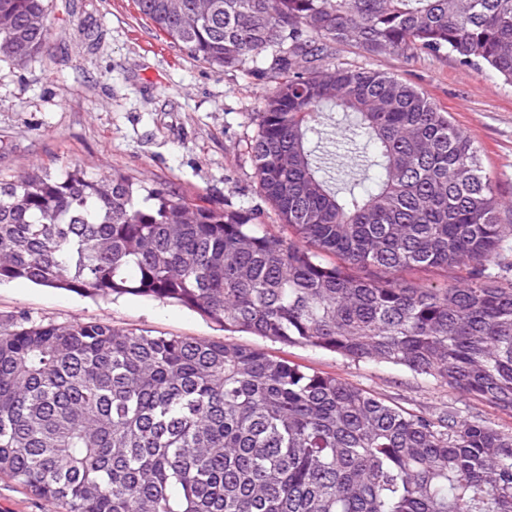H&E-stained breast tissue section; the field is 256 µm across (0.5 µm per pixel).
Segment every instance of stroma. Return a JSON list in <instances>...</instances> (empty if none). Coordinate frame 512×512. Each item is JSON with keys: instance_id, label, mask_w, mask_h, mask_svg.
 Segmentation results:
<instances>
[{"instance_id": "stroma-1", "label": "stroma", "mask_w": 512, "mask_h": 512, "mask_svg": "<svg viewBox=\"0 0 512 512\" xmlns=\"http://www.w3.org/2000/svg\"><path fill=\"white\" fill-rule=\"evenodd\" d=\"M48 49L19 67L0 60V177L53 164L101 178L120 172L191 199L259 208L249 142L262 96L275 73L243 66L218 71L166 40L134 0H51ZM330 64L375 69L423 91L469 136L504 198L512 199V85L461 66L448 53L370 57L337 45ZM28 316L55 324L104 319L120 330L223 340L336 375L420 414L455 407L461 418L512 431V412L459 396L448 387L386 363L352 362L310 347H285L249 333H228L178 303L125 295L101 299L34 285L0 284V319ZM0 512H62L13 480L0 478Z\"/></svg>"}]
</instances>
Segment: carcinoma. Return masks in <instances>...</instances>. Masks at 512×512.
I'll list each match as a JSON object with an SVG mask.
<instances>
[{
    "label": "carcinoma",
    "instance_id": "carcinoma-1",
    "mask_svg": "<svg viewBox=\"0 0 512 512\" xmlns=\"http://www.w3.org/2000/svg\"><path fill=\"white\" fill-rule=\"evenodd\" d=\"M221 71L279 75L249 148L286 229L232 208L38 166L0 180V283L167 299L228 331L404 367L512 411V225L480 150L411 84L331 67L447 52L512 84V0H134ZM48 0H0V55L48 47ZM376 167L335 182L334 113ZM441 269V286L403 273ZM0 475L65 512H512V433L409 412L226 341L0 323Z\"/></svg>",
    "mask_w": 512,
    "mask_h": 512
}]
</instances>
